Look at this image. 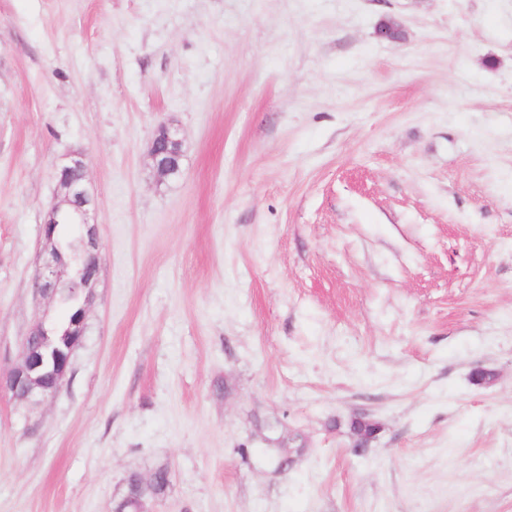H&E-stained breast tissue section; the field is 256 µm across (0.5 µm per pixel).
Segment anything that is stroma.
<instances>
[{"instance_id": "1", "label": "stroma", "mask_w": 512, "mask_h": 512, "mask_svg": "<svg viewBox=\"0 0 512 512\" xmlns=\"http://www.w3.org/2000/svg\"><path fill=\"white\" fill-rule=\"evenodd\" d=\"M75 150L98 274L0 512H512V0H0L2 380ZM181 146L179 129L172 124H162L152 141L150 151L153 166L159 173L170 176L180 170Z\"/></svg>"}]
</instances>
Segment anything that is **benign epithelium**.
<instances>
[{"mask_svg":"<svg viewBox=\"0 0 512 512\" xmlns=\"http://www.w3.org/2000/svg\"><path fill=\"white\" fill-rule=\"evenodd\" d=\"M181 146L179 129L172 124H162L150 151L153 166L159 173L169 176L180 170ZM57 182V202L42 224V234L50 249L35 274L33 288L39 296L53 299L58 288L68 286L77 296L78 307L60 338L42 324L33 328L31 335L36 337L38 348L23 349L21 365L14 369L5 383H0V389L7 390L15 398L45 399L56 396L60 391L70 366L72 350L85 332L86 307L97 274L99 240L93 220L95 204L87 187L81 153L73 152L66 157L58 169ZM61 216H69L73 223L81 225L83 263L76 271L64 260L63 249L57 242V224Z\"/></svg>","mask_w":512,"mask_h":512,"instance_id":"7a95c632","label":"benign epithelium"}]
</instances>
